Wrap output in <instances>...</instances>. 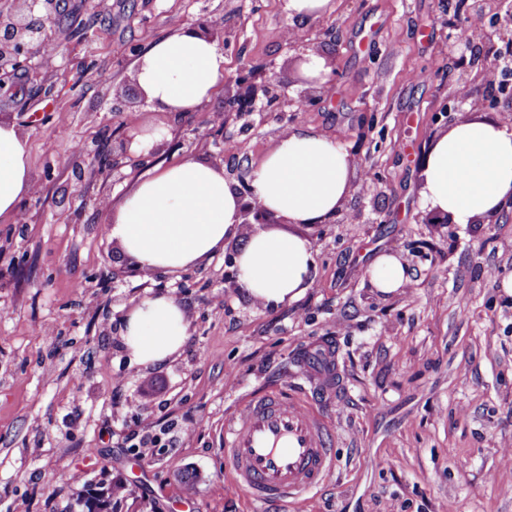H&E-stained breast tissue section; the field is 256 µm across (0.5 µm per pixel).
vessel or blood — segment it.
<instances>
[{"instance_id": "b4317fda", "label": "vessel or blood", "mask_w": 512, "mask_h": 512, "mask_svg": "<svg viewBox=\"0 0 512 512\" xmlns=\"http://www.w3.org/2000/svg\"><path fill=\"white\" fill-rule=\"evenodd\" d=\"M337 356L323 349L304 361L308 380L330 388ZM224 461L229 481L269 512L298 504L334 470L328 418L288 388L249 399L224 420Z\"/></svg>"}]
</instances>
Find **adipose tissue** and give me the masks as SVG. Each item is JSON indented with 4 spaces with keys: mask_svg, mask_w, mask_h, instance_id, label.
I'll list each match as a JSON object with an SVG mask.
<instances>
[{
    "mask_svg": "<svg viewBox=\"0 0 512 512\" xmlns=\"http://www.w3.org/2000/svg\"><path fill=\"white\" fill-rule=\"evenodd\" d=\"M134 77L152 111L177 116L197 111L224 82V53L190 22L152 40ZM352 156L346 143L310 126L281 136L252 164L260 205L291 224L334 217L350 192ZM35 191L29 138L0 117V220L17 221L21 201ZM425 208L458 224H480L512 204V132L483 119H463L432 143L424 166ZM241 198L224 168L193 156L135 176L115 204L103 208V229L150 274L173 275L207 262L240 239L238 281L262 307L302 297L311 287V242L295 234L261 230L243 234ZM372 288L389 293L411 283L397 255H376L367 268ZM184 305L163 293L134 303L122 320L124 342L136 364L169 361L189 336Z\"/></svg>",
    "mask_w": 512,
    "mask_h": 512,
    "instance_id": "obj_1",
    "label": "adipose tissue"
}]
</instances>
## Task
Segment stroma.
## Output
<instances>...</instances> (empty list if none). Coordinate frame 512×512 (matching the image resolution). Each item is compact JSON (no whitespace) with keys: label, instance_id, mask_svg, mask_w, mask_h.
Listing matches in <instances>:
<instances>
[{"label":"stroma","instance_id":"stroma-1","mask_svg":"<svg viewBox=\"0 0 512 512\" xmlns=\"http://www.w3.org/2000/svg\"><path fill=\"white\" fill-rule=\"evenodd\" d=\"M334 4L295 25L287 0H61L55 67L0 90V114L29 136L37 185L21 202L26 222H0V512L19 501L82 512L115 482L127 491L112 512H263L225 479L224 418L282 384L328 415L336 448L328 482L293 512H512V295L488 276L512 272V209L488 224H428L420 204L431 142L497 89L493 53L478 36L463 56L448 41L474 0ZM179 19L223 26L226 78L270 67L292 81L304 52L333 72L302 112L282 99L228 114L219 94L180 118L148 114L170 132L152 164L210 161L229 140L232 181L299 125L348 144L351 193L336 217L283 226L314 250L313 284L296 302L266 309L225 287L236 240L182 275L124 273L100 205L121 188L70 155L134 133L145 112L134 64ZM461 95L469 104L440 120ZM382 252L408 265L412 291L370 287L367 265ZM159 292L185 305L190 337L168 363L142 368L120 325ZM322 344L339 357L328 392L298 367ZM184 470L197 475L190 494Z\"/></svg>","mask_w":512,"mask_h":512}]
</instances>
